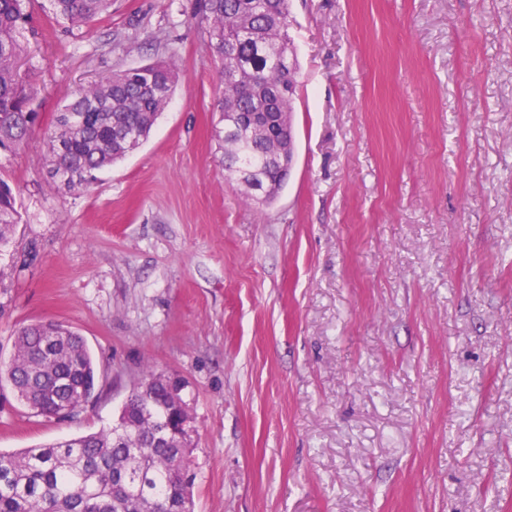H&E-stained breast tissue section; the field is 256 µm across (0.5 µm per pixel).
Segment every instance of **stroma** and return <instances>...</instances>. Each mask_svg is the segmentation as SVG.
<instances>
[{"label":"stroma","mask_w":512,"mask_h":512,"mask_svg":"<svg viewBox=\"0 0 512 512\" xmlns=\"http://www.w3.org/2000/svg\"><path fill=\"white\" fill-rule=\"evenodd\" d=\"M198 0H29L42 124L0 154V363L84 337L96 397L0 450L112 425L145 369L187 383L194 512H512V0H290L295 159L262 206L224 172ZM180 69L149 137L61 191L45 129L97 76ZM59 17L71 23H87L107 12L112 0H52ZM16 200L7 181L0 179V244L8 242L13 225L16 223Z\"/></svg>","instance_id":"obj_1"}]
</instances>
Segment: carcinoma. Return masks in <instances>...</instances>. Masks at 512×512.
Segmentation results:
<instances>
[{
	"label": "carcinoma",
	"instance_id": "obj_1",
	"mask_svg": "<svg viewBox=\"0 0 512 512\" xmlns=\"http://www.w3.org/2000/svg\"><path fill=\"white\" fill-rule=\"evenodd\" d=\"M59 17L87 23L107 12L112 0H52ZM211 45L224 75L218 101L224 128V165L266 187L246 190L270 204L288 178L273 156L272 143L294 140L296 88L288 72L291 46L289 0H199ZM25 0H0V152L20 147L41 117L29 71L20 66L27 51ZM178 81L174 59L100 76L69 97L46 135L52 168L73 172L69 186H87L95 173L132 151L129 130L147 138ZM16 200L0 179V244L8 242ZM19 400L37 415L69 417L93 398L96 371L78 333L55 321L19 327L7 370ZM185 384L147 369L128 395L110 430L65 442L0 451V512H193V480L185 467L193 440L179 445L190 401Z\"/></svg>",
	"mask_w": 512,
	"mask_h": 512
}]
</instances>
